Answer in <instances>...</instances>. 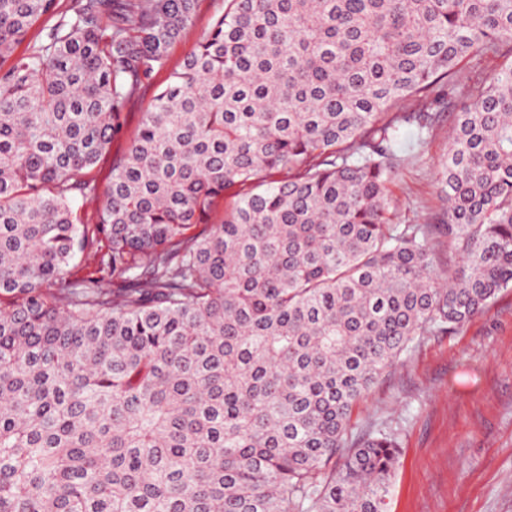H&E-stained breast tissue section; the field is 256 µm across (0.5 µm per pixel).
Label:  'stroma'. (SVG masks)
Returning <instances> with one entry per match:
<instances>
[{
  "label": "stroma",
  "instance_id": "obj_1",
  "mask_svg": "<svg viewBox=\"0 0 512 512\" xmlns=\"http://www.w3.org/2000/svg\"><path fill=\"white\" fill-rule=\"evenodd\" d=\"M471 101L461 75L437 107L425 143L405 129L408 160L393 186V221L425 224L439 213L437 174L455 114ZM398 435L387 512H512V288L452 334L423 337L354 411Z\"/></svg>",
  "mask_w": 512,
  "mask_h": 512
}]
</instances>
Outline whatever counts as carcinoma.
Masks as SVG:
<instances>
[{"label": "carcinoma", "mask_w": 512, "mask_h": 512, "mask_svg": "<svg viewBox=\"0 0 512 512\" xmlns=\"http://www.w3.org/2000/svg\"><path fill=\"white\" fill-rule=\"evenodd\" d=\"M198 8L0 0V512H386L398 437L354 409L512 288V62L436 223L391 189L435 89L512 54V0H224L174 64ZM168 75L169 71L163 70L158 72L152 79V84L150 88H146L142 90V92L139 94L138 98L136 99V103L133 106L130 114V125L134 127L139 119H140V112H144L146 109L149 99L151 95L154 93L155 89L157 87L165 86L168 82Z\"/></svg>", "instance_id": "carcinoma-1"}]
</instances>
